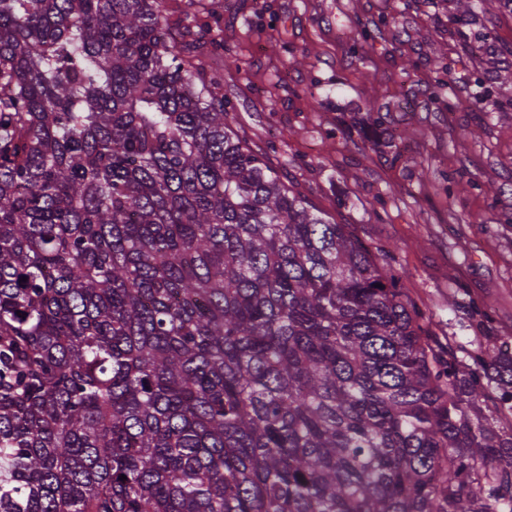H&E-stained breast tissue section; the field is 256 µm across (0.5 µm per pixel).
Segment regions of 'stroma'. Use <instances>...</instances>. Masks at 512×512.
Segmentation results:
<instances>
[{
	"label": "stroma",
	"instance_id": "1",
	"mask_svg": "<svg viewBox=\"0 0 512 512\" xmlns=\"http://www.w3.org/2000/svg\"><path fill=\"white\" fill-rule=\"evenodd\" d=\"M231 129L370 247L440 342L512 347V15L479 0H205ZM383 123L372 135L370 119Z\"/></svg>",
	"mask_w": 512,
	"mask_h": 512
}]
</instances>
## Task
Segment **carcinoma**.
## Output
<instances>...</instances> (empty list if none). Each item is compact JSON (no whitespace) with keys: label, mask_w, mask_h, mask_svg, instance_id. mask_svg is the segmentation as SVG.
<instances>
[{"label":"carcinoma","mask_w":512,"mask_h":512,"mask_svg":"<svg viewBox=\"0 0 512 512\" xmlns=\"http://www.w3.org/2000/svg\"><path fill=\"white\" fill-rule=\"evenodd\" d=\"M162 2L0 0V512H512V351L438 344Z\"/></svg>","instance_id":"1"}]
</instances>
